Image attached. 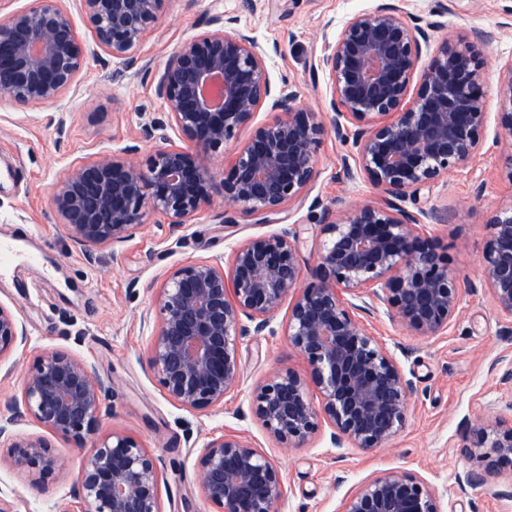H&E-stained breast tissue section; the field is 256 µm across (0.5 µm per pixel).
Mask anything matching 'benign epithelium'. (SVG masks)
I'll return each mask as SVG.
<instances>
[{
	"mask_svg": "<svg viewBox=\"0 0 512 512\" xmlns=\"http://www.w3.org/2000/svg\"><path fill=\"white\" fill-rule=\"evenodd\" d=\"M62 0L0 17V97L20 106L58 100L86 64L71 12ZM95 45L113 58L137 63L133 52L165 0H77ZM213 17L210 30L183 41L152 80L162 111L141 124L133 144L82 161L56 181L50 208L85 260L112 246V256L155 212L168 236L192 223L216 192L268 224L306 197L317 178L318 153L328 132L355 149L356 167L382 201L322 209L317 281L301 284L297 225L237 244L229 271L216 260H193L159 288L160 320L148 362L167 395L199 410L224 401L240 379L236 337L262 333L283 301L297 294L287 324L290 345L310 369V380L288 370L260 388L255 415L277 441L297 447L325 423L338 448L387 446L403 427L414 384L368 331L360 313L381 306L408 331L436 336L460 311L463 291L488 290L497 310L512 318V203L490 217L484 279L463 280L434 242L419 233L420 217L405 203L443 176L464 169L484 145L487 61L494 34L474 29L446 39L411 89L422 45L435 25L421 26L400 6L382 3L346 21L319 59L331 80L330 116L322 121L300 105L291 86L273 88L268 52L235 27ZM270 103L273 117L252 129L232 164L217 176L205 163L224 152L256 111ZM493 144L512 150V64L499 70ZM176 130L183 145L168 143ZM160 145L138 159L141 141ZM27 341L23 323L0 304V360ZM318 389L320 408L309 397ZM112 385L96 368L63 349L33 363L21 398L0 408V447L29 473L33 487L54 470L51 446L39 435L21 437L27 418L73 440L84 452L71 496L80 512H161L156 458L131 435L92 440L111 413ZM461 454L475 467L456 475L461 492L512 463V421L466 424ZM201 495L216 512H275L282 495L278 468L246 439L223 435L200 450ZM341 512H443L438 493L404 469L380 472L343 501Z\"/></svg>",
	"mask_w": 512,
	"mask_h": 512,
	"instance_id": "benign-epithelium-1",
	"label": "benign epithelium"
}]
</instances>
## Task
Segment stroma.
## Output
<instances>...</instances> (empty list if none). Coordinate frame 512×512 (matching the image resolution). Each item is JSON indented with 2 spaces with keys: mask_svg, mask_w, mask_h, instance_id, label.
I'll use <instances>...</instances> for the list:
<instances>
[{
  "mask_svg": "<svg viewBox=\"0 0 512 512\" xmlns=\"http://www.w3.org/2000/svg\"><path fill=\"white\" fill-rule=\"evenodd\" d=\"M380 2L165 0L135 50L136 67L119 58L103 63L92 57L55 102L21 107L0 97V239H25L27 249L40 256L39 264H15L0 278V304L13 310L28 334L24 347L0 361V404L20 397L35 359L46 350L66 349L95 364L114 385L112 413L100 422L96 436L125 433L151 451L158 461L161 512H214L199 492L195 462L207 442L224 434L246 438L278 466L283 492L277 512H339L342 499L359 483L388 469L424 479L438 493L444 512H512V500L500 495L512 485V465L468 493H459L455 484L456 473L467 465L459 450L467 422L512 417L507 408L512 387L500 381L504 370L512 368V319L499 314L485 289L464 293L458 317L436 336L415 335L381 310L365 316L367 328L415 388L404 426L384 448L333 447L325 428L291 448L271 438L254 414L255 393L275 372L308 374L286 336L288 306L272 317L269 331L237 337L241 377L221 404L201 410L179 406L148 366L152 329L140 318L154 310L158 289L177 267L190 260L230 264L237 243L297 224L299 264L307 284L316 278L320 243L309 200L338 208L381 199V192L363 177H343L341 159L351 148L334 135L322 143L319 175L305 202L291 204L276 225L240 211L235 224L224 225L226 204L218 194L181 229L179 239L168 238L159 215L149 212L120 252L100 248L97 262L90 264L51 214L54 184L75 161L120 150L149 114L159 111L151 71L163 67L181 40L206 31L213 16L237 17L258 43L276 47L266 60L273 85H294L302 105L322 116L331 82L319 67L320 57L349 18ZM391 2L421 24H441V31L422 47L424 65L438 54L444 38L467 35L476 27L494 31L485 49L486 110L497 112L498 70L512 62V0H460L459 9L447 14L441 13L439 0ZM61 117L68 132L60 139L55 125ZM485 137L467 168L442 177L422 191L419 201L429 213L425 236L447 255L451 269L478 283L484 275L487 223L496 208L512 201V182L504 175L512 149L493 146V130H486ZM70 328L84 330V340L68 339ZM17 433L44 435L57 465L35 488L27 472L6 464L8 451L1 448L0 501L15 512H78L69 495L81 460L74 442L43 432L32 420Z\"/></svg>",
  "mask_w": 512,
  "mask_h": 512,
  "instance_id": "35a3bbf8",
  "label": "stroma"
}]
</instances>
